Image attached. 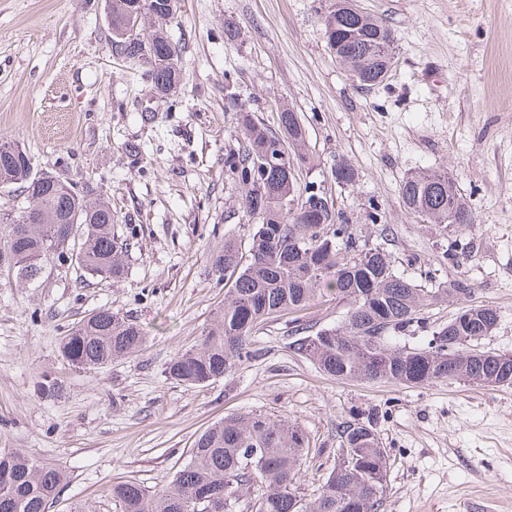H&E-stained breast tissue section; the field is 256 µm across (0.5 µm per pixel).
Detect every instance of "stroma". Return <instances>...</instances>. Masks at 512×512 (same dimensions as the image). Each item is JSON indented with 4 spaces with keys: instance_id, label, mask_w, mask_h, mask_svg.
Masks as SVG:
<instances>
[{
    "instance_id": "stroma-1",
    "label": "stroma",
    "mask_w": 512,
    "mask_h": 512,
    "mask_svg": "<svg viewBox=\"0 0 512 512\" xmlns=\"http://www.w3.org/2000/svg\"><path fill=\"white\" fill-rule=\"evenodd\" d=\"M107 4L0 0V141L75 190H100L127 251L118 280L80 285L58 261L31 285L0 277V448L67 471L50 512H120L114 484L154 490L207 427L252 412L307 436L303 500L336 463L339 427L372 413L388 454L384 512H512V387L339 380L292 352L288 314L260 325L252 359L223 379L166 377L224 301L214 257L225 240L249 244L243 189L224 167L243 141L236 100L272 130L281 104L297 113L314 157L299 182L319 187L335 222L388 253L398 275L470 287L466 300L426 308L428 329L410 345L467 302L498 311L482 347L512 353V0H357L396 36L390 76L370 89L322 37L336 0H179L168 35L182 49L180 82L167 98L144 64L113 53ZM341 161L352 184L336 181ZM443 169L474 223L422 224L405 209L402 182ZM103 306L143 327L145 346L100 369L68 365L64 336ZM46 374L58 393L39 390Z\"/></svg>"
}]
</instances>
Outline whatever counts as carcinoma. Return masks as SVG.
I'll list each match as a JSON object with an SVG mask.
<instances>
[{"label":"carcinoma","mask_w":512,"mask_h":512,"mask_svg":"<svg viewBox=\"0 0 512 512\" xmlns=\"http://www.w3.org/2000/svg\"><path fill=\"white\" fill-rule=\"evenodd\" d=\"M177 0H110L112 52L148 66L154 91L168 94L178 83L181 49L166 27ZM137 33L125 32L130 22ZM327 47L364 86L379 76L393 56L394 32L379 18L357 16L348 0L322 19ZM244 143L227 159L228 179L242 185L243 213L253 231L248 255L232 240L224 242L213 267L233 280L201 343L173 357L168 378L203 385L224 378L253 356L255 328L272 315L300 312L327 297L348 307L338 325L317 330L300 323L292 351L323 373L341 380L422 386L463 381L480 386L512 385V361L479 349V336L497 325L490 305L464 307L466 320L453 318L434 331L422 348L392 346L389 340L413 332L416 315L440 300L446 290L424 289L399 277L386 252L359 244L346 224L333 223L332 206L321 195L304 194L294 171L308 160L306 133L289 108L278 111L279 131L255 120L247 106L238 108ZM284 158L265 168L255 158L278 153ZM0 186L16 188L12 203L0 207V268L18 280H38L47 255L62 251L79 236L75 264L79 282L86 277L111 280L126 271L123 245L112 234V207L103 195L80 193L65 181L37 170L22 149L0 143ZM407 211L428 224H472L474 215L446 172H422L401 185ZM146 342L144 329L131 319L101 308L64 337L62 356L82 369H100L137 353ZM340 447L354 449L349 464H337L324 479L318 496L297 499L298 467L309 444L296 425L262 414L230 415L199 434L190 460L158 489L136 483L112 487L121 512H185L199 496L224 500L229 512L235 494L262 488L258 512H380L387 454L373 433V417L343 423ZM254 452L253 470L244 465ZM67 482L66 472L19 450H0V512H49Z\"/></svg>","instance_id":"1"}]
</instances>
